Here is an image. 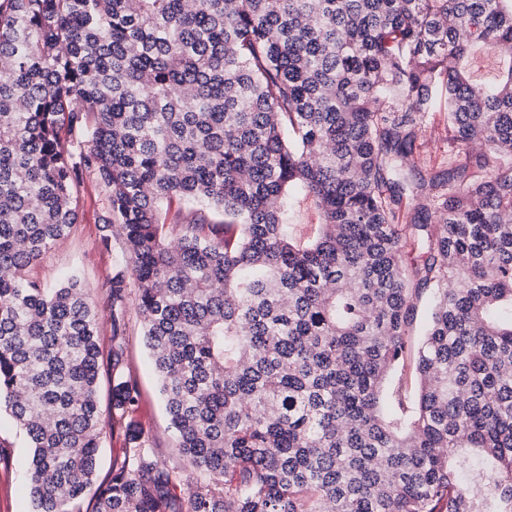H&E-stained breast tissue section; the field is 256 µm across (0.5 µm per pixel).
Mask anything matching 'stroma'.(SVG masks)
<instances>
[{"instance_id":"35a3bbf8","label":"stroma","mask_w":512,"mask_h":512,"mask_svg":"<svg viewBox=\"0 0 512 512\" xmlns=\"http://www.w3.org/2000/svg\"><path fill=\"white\" fill-rule=\"evenodd\" d=\"M452 150L448 142V110L437 103L426 117L420 140V152L426 171L446 168ZM110 212V200L105 189L93 178H85L81 188V204L76 224L70 235L54 244L29 276L44 287L60 284L66 277H76L87 289L92 304L101 319L98 400L103 417L112 413V308L108 301L107 284L115 266L123 259L120 239L110 246L100 240L101 227ZM124 373L134 380L140 391L134 418L144 437L153 448L158 461L176 471L183 486L199 481V474L179 452L165 403L159 390L157 375L144 340L143 320L134 298L125 304ZM30 450L24 435L9 416L0 417V512H29L31 502L24 483V472Z\"/></svg>"}]
</instances>
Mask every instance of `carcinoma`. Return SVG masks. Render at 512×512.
Instances as JSON below:
<instances>
[{
    "mask_svg": "<svg viewBox=\"0 0 512 512\" xmlns=\"http://www.w3.org/2000/svg\"><path fill=\"white\" fill-rule=\"evenodd\" d=\"M509 57L473 77L474 48ZM512 0H0V412L32 512L92 484L101 323L27 277L109 193L184 490L129 448L96 512H512ZM464 160L425 179L426 114ZM314 198L317 235L288 223ZM411 216L400 221L403 200ZM195 218L171 239L164 204ZM412 396L386 388L417 304Z\"/></svg>",
    "mask_w": 512,
    "mask_h": 512,
    "instance_id": "carcinoma-1",
    "label": "carcinoma"
}]
</instances>
